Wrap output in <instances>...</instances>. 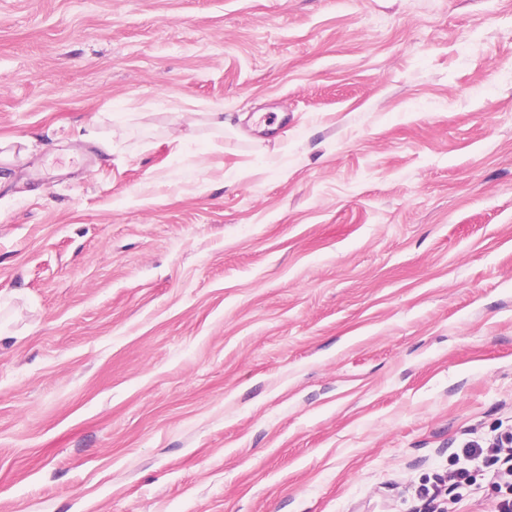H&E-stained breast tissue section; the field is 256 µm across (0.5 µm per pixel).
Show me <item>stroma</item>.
Masks as SVG:
<instances>
[{
	"instance_id": "1",
	"label": "stroma",
	"mask_w": 512,
	"mask_h": 512,
	"mask_svg": "<svg viewBox=\"0 0 512 512\" xmlns=\"http://www.w3.org/2000/svg\"><path fill=\"white\" fill-rule=\"evenodd\" d=\"M509 432L512 0H0V512H492Z\"/></svg>"
}]
</instances>
